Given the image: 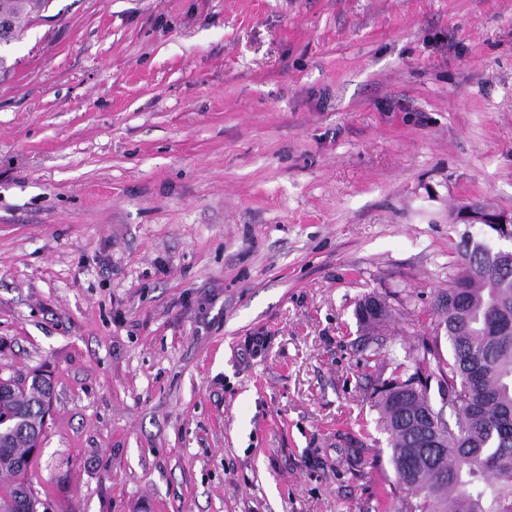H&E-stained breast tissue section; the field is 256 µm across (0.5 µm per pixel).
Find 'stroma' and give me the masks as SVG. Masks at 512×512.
<instances>
[{"label": "stroma", "instance_id": "stroma-1", "mask_svg": "<svg viewBox=\"0 0 512 512\" xmlns=\"http://www.w3.org/2000/svg\"><path fill=\"white\" fill-rule=\"evenodd\" d=\"M5 54L0 373H51L48 512H399L355 310L413 364L458 207L512 211V0H51ZM379 300V299H378ZM390 316V310L385 300H379V307L375 297L365 298L359 305L358 317L360 323L369 328L385 321Z\"/></svg>", "mask_w": 512, "mask_h": 512}]
</instances>
